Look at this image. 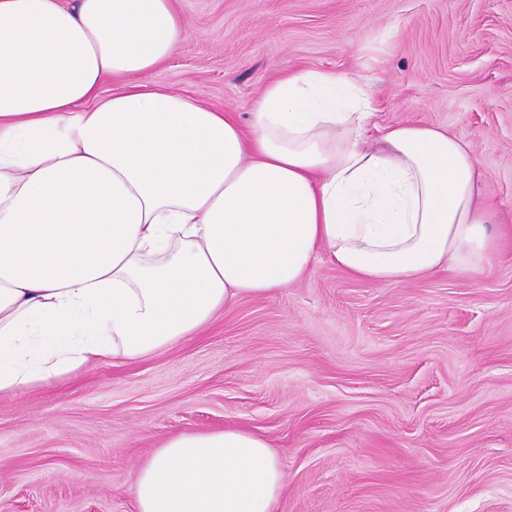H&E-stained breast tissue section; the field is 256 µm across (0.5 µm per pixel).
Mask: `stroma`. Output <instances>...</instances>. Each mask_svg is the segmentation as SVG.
<instances>
[{
	"label": "stroma",
	"instance_id": "obj_1",
	"mask_svg": "<svg viewBox=\"0 0 512 512\" xmlns=\"http://www.w3.org/2000/svg\"><path fill=\"white\" fill-rule=\"evenodd\" d=\"M187 36L144 82L249 124L280 69L371 95L375 127L464 138L512 219V0H177ZM264 436L278 512H512V253L475 281L400 284L315 261L198 335L0 393V512H136L133 478L167 438Z\"/></svg>",
	"mask_w": 512,
	"mask_h": 512
}]
</instances>
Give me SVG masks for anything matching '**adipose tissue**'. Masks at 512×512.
I'll use <instances>...</instances> for the list:
<instances>
[{
	"label": "adipose tissue",
	"mask_w": 512,
	"mask_h": 512,
	"mask_svg": "<svg viewBox=\"0 0 512 512\" xmlns=\"http://www.w3.org/2000/svg\"><path fill=\"white\" fill-rule=\"evenodd\" d=\"M188 31L173 0H0V393L177 344L322 254L373 283L502 256L463 138L404 123L364 149L372 100L333 70H284L243 128L141 82ZM285 482L227 427L172 436L133 489L138 512H276Z\"/></svg>",
	"instance_id": "adipose-tissue-1"
}]
</instances>
